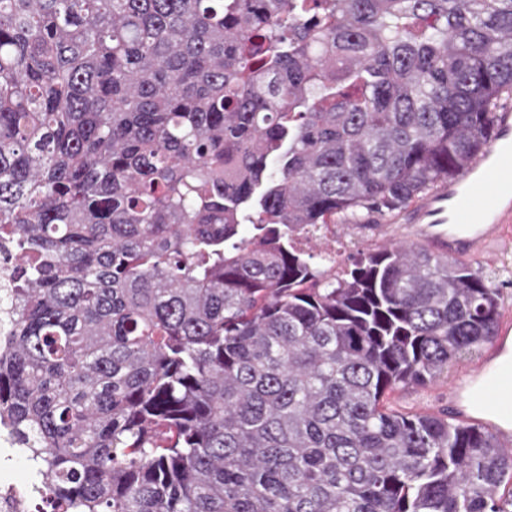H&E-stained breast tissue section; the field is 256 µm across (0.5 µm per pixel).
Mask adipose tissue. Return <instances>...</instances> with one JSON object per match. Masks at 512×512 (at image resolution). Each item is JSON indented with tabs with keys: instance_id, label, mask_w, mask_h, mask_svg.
<instances>
[{
	"instance_id": "1",
	"label": "adipose tissue",
	"mask_w": 512,
	"mask_h": 512,
	"mask_svg": "<svg viewBox=\"0 0 512 512\" xmlns=\"http://www.w3.org/2000/svg\"><path fill=\"white\" fill-rule=\"evenodd\" d=\"M463 404L472 415L490 419L497 427L512 432V336L468 385Z\"/></svg>"
}]
</instances>
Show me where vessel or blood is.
Here are the masks:
<instances>
[{"mask_svg":"<svg viewBox=\"0 0 512 512\" xmlns=\"http://www.w3.org/2000/svg\"><path fill=\"white\" fill-rule=\"evenodd\" d=\"M409 221L464 249L512 223V110L496 116L493 144L453 181H438L411 208Z\"/></svg>","mask_w":512,"mask_h":512,"instance_id":"vessel-or-blood-1","label":"vessel or blood"}]
</instances>
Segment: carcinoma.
<instances>
[{"mask_svg":"<svg viewBox=\"0 0 512 512\" xmlns=\"http://www.w3.org/2000/svg\"><path fill=\"white\" fill-rule=\"evenodd\" d=\"M512 0H0V416L50 512H512L479 424L385 406L498 334L418 243L295 237L460 175Z\"/></svg>","mask_w":512,"mask_h":512,"instance_id":"obj_1","label":"carcinoma"}]
</instances>
